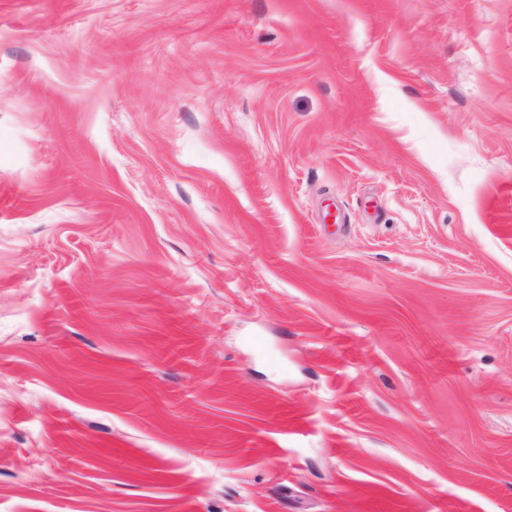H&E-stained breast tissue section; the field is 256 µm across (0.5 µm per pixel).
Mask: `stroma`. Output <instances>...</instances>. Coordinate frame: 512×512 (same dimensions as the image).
<instances>
[{
  "instance_id": "obj_1",
  "label": "stroma",
  "mask_w": 512,
  "mask_h": 512,
  "mask_svg": "<svg viewBox=\"0 0 512 512\" xmlns=\"http://www.w3.org/2000/svg\"><path fill=\"white\" fill-rule=\"evenodd\" d=\"M0 512H512V0H0Z\"/></svg>"
}]
</instances>
